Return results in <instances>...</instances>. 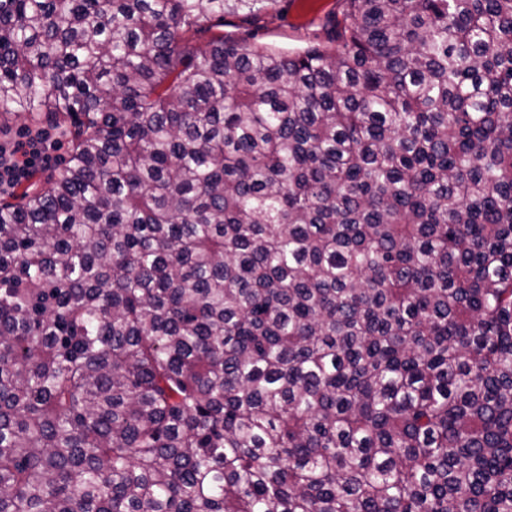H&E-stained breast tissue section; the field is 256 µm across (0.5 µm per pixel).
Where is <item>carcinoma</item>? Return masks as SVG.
<instances>
[{
	"mask_svg": "<svg viewBox=\"0 0 512 512\" xmlns=\"http://www.w3.org/2000/svg\"><path fill=\"white\" fill-rule=\"evenodd\" d=\"M0 0V512H512V0ZM340 0H280L275 10L263 15L257 28L243 17H227L224 26H213L208 33H188L193 44H204L212 35L245 39L250 45L280 52L305 48L309 41H326L330 20L341 19ZM46 119L31 121L26 114H3L0 115V144L8 143L15 145L24 141L30 129L35 126H46ZM57 124V123H53ZM58 125V124H57ZM56 125V126H57ZM57 130L63 128L57 126ZM58 144V138L52 137L50 132L43 127H37L29 134L25 144L13 146L12 148L0 147V195L8 193L16 184L27 179L35 167L42 163L49 152ZM57 158L41 170H37L27 181L14 189V195H19L26 189L40 188L46 179L61 169L71 154V143L69 135L63 138V147L55 153Z\"/></svg>",
	"mask_w": 512,
	"mask_h": 512,
	"instance_id": "cac0c4a2",
	"label": "carcinoma"
}]
</instances>
